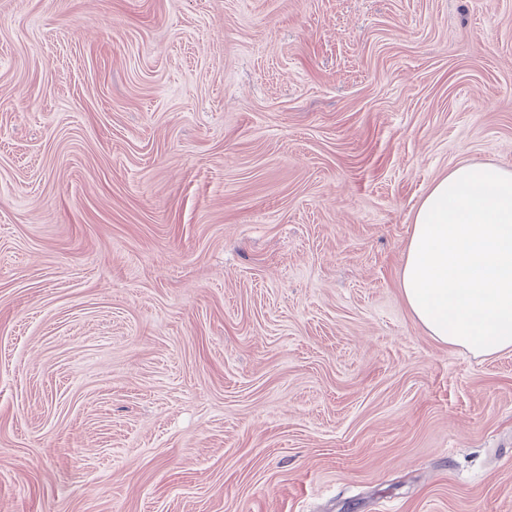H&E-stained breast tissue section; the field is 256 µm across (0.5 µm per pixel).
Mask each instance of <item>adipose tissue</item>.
I'll list each match as a JSON object with an SVG mask.
<instances>
[{
	"instance_id": "1",
	"label": "adipose tissue",
	"mask_w": 512,
	"mask_h": 512,
	"mask_svg": "<svg viewBox=\"0 0 512 512\" xmlns=\"http://www.w3.org/2000/svg\"><path fill=\"white\" fill-rule=\"evenodd\" d=\"M403 297L437 341L476 356L512 351V170L459 164L419 205Z\"/></svg>"
}]
</instances>
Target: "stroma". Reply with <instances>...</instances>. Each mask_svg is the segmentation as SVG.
Segmentation results:
<instances>
[{"mask_svg":"<svg viewBox=\"0 0 512 512\" xmlns=\"http://www.w3.org/2000/svg\"><path fill=\"white\" fill-rule=\"evenodd\" d=\"M512 168V0H0V512H512V352L400 285Z\"/></svg>","mask_w":512,"mask_h":512,"instance_id":"stroma-1","label":"stroma"}]
</instances>
